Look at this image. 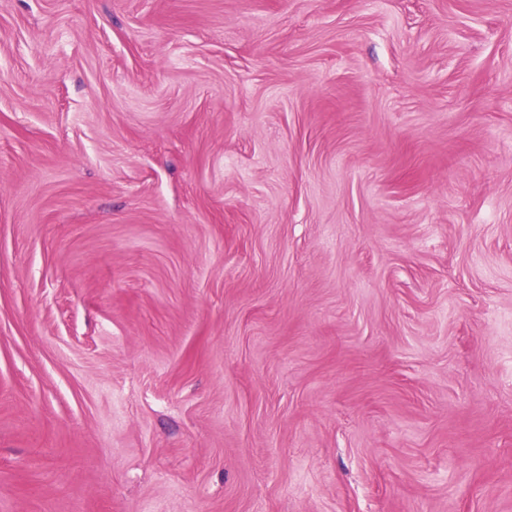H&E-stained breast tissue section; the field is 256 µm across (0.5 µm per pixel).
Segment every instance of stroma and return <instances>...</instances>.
Here are the masks:
<instances>
[{
    "instance_id": "35a3bbf8",
    "label": "stroma",
    "mask_w": 512,
    "mask_h": 512,
    "mask_svg": "<svg viewBox=\"0 0 512 512\" xmlns=\"http://www.w3.org/2000/svg\"><path fill=\"white\" fill-rule=\"evenodd\" d=\"M0 512H512V0H0Z\"/></svg>"
}]
</instances>
